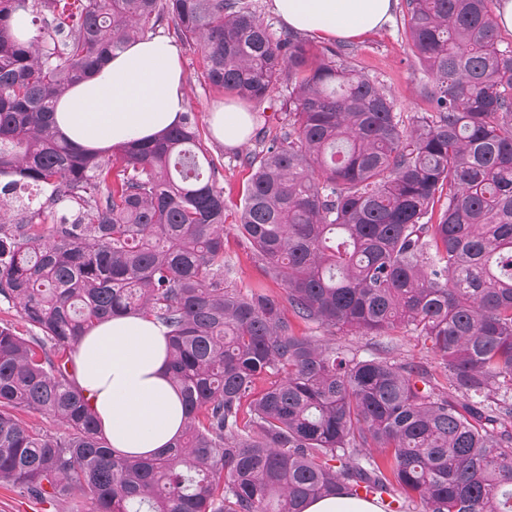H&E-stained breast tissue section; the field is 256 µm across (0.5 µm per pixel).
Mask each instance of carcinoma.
<instances>
[{
	"label": "carcinoma",
	"mask_w": 512,
	"mask_h": 512,
	"mask_svg": "<svg viewBox=\"0 0 512 512\" xmlns=\"http://www.w3.org/2000/svg\"><path fill=\"white\" fill-rule=\"evenodd\" d=\"M494 2L404 0L431 79L430 111L406 119L345 49L274 35L251 0H0V302L32 332L0 326V483L89 512H305L360 483L384 512H512V40ZM166 17L216 90L258 109L288 88V130L246 159L235 225L281 297L233 285L222 172L194 113L116 155L57 130L67 90ZM19 186L42 198L12 222ZM288 310L411 333L447 390L296 334ZM123 312L169 333L186 412L156 456L108 446L76 381L79 336ZM16 414L29 426L41 432L59 435L65 432V426L58 420L48 415L27 409L17 410Z\"/></svg>",
	"instance_id": "carcinoma-1"
}]
</instances>
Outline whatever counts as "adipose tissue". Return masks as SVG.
Here are the masks:
<instances>
[{"mask_svg":"<svg viewBox=\"0 0 512 512\" xmlns=\"http://www.w3.org/2000/svg\"><path fill=\"white\" fill-rule=\"evenodd\" d=\"M272 10L292 29L350 39L385 23L392 0H272ZM185 110L178 50L153 37L71 86L55 122L71 144L100 150L151 140L177 125ZM211 125L217 139L234 146L245 140L251 118L238 103L213 112ZM74 360L78 385L111 447L156 455L180 433L185 411L170 379L164 326L138 315L110 318L79 338Z\"/></svg>","mask_w":512,"mask_h":512,"instance_id":"ef3b65f1","label":"adipose tissue"}]
</instances>
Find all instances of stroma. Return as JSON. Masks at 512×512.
<instances>
[{"mask_svg": "<svg viewBox=\"0 0 512 512\" xmlns=\"http://www.w3.org/2000/svg\"><path fill=\"white\" fill-rule=\"evenodd\" d=\"M352 62L374 80L393 99L395 108L410 116L428 111L425 86L428 75L420 68L409 50L401 9H394L388 22L381 27L350 40ZM184 76V95L187 111L196 115L205 144L213 157L224 165V248L225 254L235 266L236 273L246 284H263L275 296L282 295L280 282L263 277L250 253L239 245L233 226L238 221L242 193L251 170L245 162L246 156L257 147L260 130L268 134L282 133L288 128L285 104L287 88H279L265 103V111L256 118L248 137L239 145L226 146L217 141L211 132L210 115L215 107L233 103L231 95L215 91L202 76V54L200 50L187 46L179 48ZM298 333H317L321 338H333L337 345L359 350L361 355L386 353L415 365L437 368L438 363L411 334L399 332L393 336H364L360 334H331L326 329H313L303 322H295Z\"/></svg>", "mask_w": 512, "mask_h": 512, "instance_id": "1", "label": "stroma"}]
</instances>
